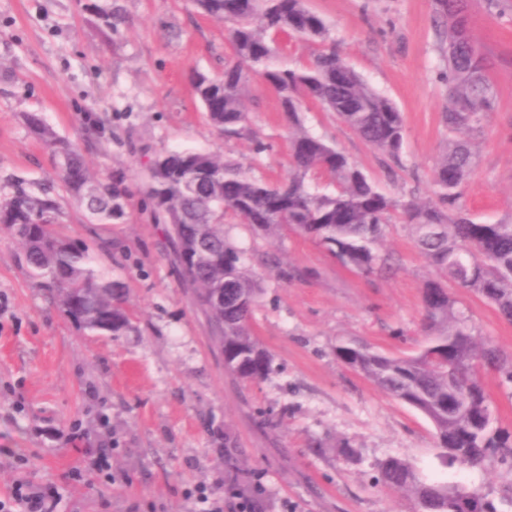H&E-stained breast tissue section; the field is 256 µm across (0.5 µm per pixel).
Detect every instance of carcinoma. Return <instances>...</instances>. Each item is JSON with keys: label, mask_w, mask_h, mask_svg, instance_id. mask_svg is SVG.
<instances>
[{"label": "carcinoma", "mask_w": 512, "mask_h": 512, "mask_svg": "<svg viewBox=\"0 0 512 512\" xmlns=\"http://www.w3.org/2000/svg\"><path fill=\"white\" fill-rule=\"evenodd\" d=\"M207 17L225 24L231 51L224 71H198L193 89L210 123L225 138L243 136L244 104L253 80L277 94L288 118V178L270 181L220 155L176 150L155 159L147 175V196L157 224L176 259H185L182 277L195 288L194 299L224 345V367L246 382L267 378L273 357L252 330L261 292L245 264V251L224 236V217L248 225L264 237L285 231L309 236L353 269L372 274L386 267L379 254L384 229L395 220L407 224L416 247L434 271L422 288L426 349L395 357L364 343L336 346V357L380 390L422 412L433 424L442 463L484 469L512 458V432L495 425L482 373L493 371L512 382V358L487 349L475 338L469 315L455 306L448 284L479 294L512 322V222L481 224L469 217L464 190L475 163L470 136L480 115L497 98L487 79L485 58L474 41L464 0H440L437 25L447 35L443 80L450 107L444 121L448 138L437 157L433 190L393 197L335 145L305 126L303 103L332 112L365 143L398 162L404 144V119L396 104L371 89L347 63L325 20L306 0H194ZM107 34L123 18L102 0H87ZM311 45L310 63L292 67L280 39ZM24 120L43 145L59 157L56 179L11 174L0 181V225L22 243L23 259L40 287L85 331L119 336L133 327L122 306L118 282L95 265L85 246L54 229L63 203L82 208L91 224H110L124 216V194L91 176L80 153L58 136L41 116ZM325 174L334 190L315 191L308 180ZM184 225L175 235L171 226ZM224 289V305L207 295ZM378 482L410 494L417 512H450L451 496L467 495L475 512H497L476 489L422 479L406 461L388 458Z\"/></svg>", "instance_id": "carcinoma-1"}]
</instances>
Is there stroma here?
Returning a JSON list of instances; mask_svg holds the SVG:
<instances>
[{
	"label": "stroma",
	"instance_id": "1",
	"mask_svg": "<svg viewBox=\"0 0 512 512\" xmlns=\"http://www.w3.org/2000/svg\"><path fill=\"white\" fill-rule=\"evenodd\" d=\"M83 3L0 0V174L55 177V157L23 120L35 112L79 147L92 175L124 189L121 219L91 224L68 205L59 229L123 282L136 322L116 337L79 328L32 279L20 242L0 228V497L22 478L59 493L57 512H195L188 489L247 495L258 475L260 512H416L413 499L375 481L379 464L398 457L429 480L480 489L500 512H512L511 461L484 470L443 465L429 420L336 357L347 342L395 355L425 344L421 291L431 269L407 225L385 229L380 250L391 255L390 269L365 275L310 238H264L225 221L261 283L252 324L276 370L249 383L225 369L146 206L147 167L163 152L192 149L284 178L288 121L276 94L257 81L246 98V136L218 134L191 74L223 70L226 29L193 0H116L124 21L109 40ZM308 5L349 65L402 112V165L387 172L382 154L313 105L308 128L384 193L429 195L448 110L437 0ZM469 13L497 100L473 133L479 155L467 206L479 222H512V0H469ZM258 141L268 146L259 155ZM282 266L299 277L282 280ZM450 294L479 342L512 353V323L477 294ZM262 411L272 425H260ZM88 449L107 455L111 486L93 474L70 479Z\"/></svg>",
	"mask_w": 512,
	"mask_h": 512
}]
</instances>
